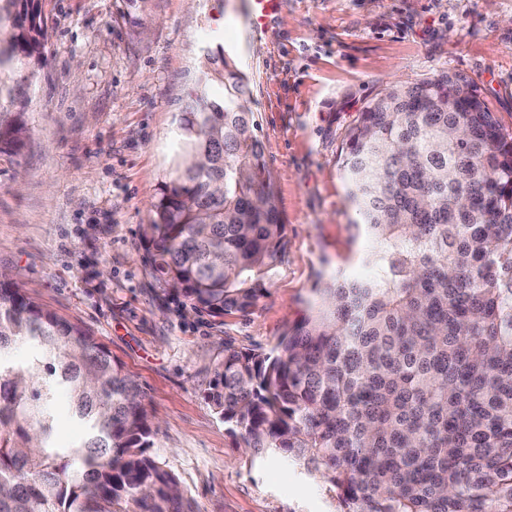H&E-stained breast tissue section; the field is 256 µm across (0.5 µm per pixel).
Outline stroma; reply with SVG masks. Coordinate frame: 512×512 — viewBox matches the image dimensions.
Here are the masks:
<instances>
[{
    "label": "stroma",
    "instance_id": "35a3bbf8",
    "mask_svg": "<svg viewBox=\"0 0 512 512\" xmlns=\"http://www.w3.org/2000/svg\"><path fill=\"white\" fill-rule=\"evenodd\" d=\"M48 62L7 71L28 129L0 153V272L80 325L140 385L149 455L198 512H340L318 475L246 453L206 395L225 344L270 349L319 280L362 274L367 240L338 158L363 106L393 81L441 72L478 88L512 135V0H45ZM223 45L250 107L286 226L283 262L245 314L190 311L146 262L141 227L172 166L204 48Z\"/></svg>",
    "mask_w": 512,
    "mask_h": 512
}]
</instances>
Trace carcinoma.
Returning a JSON list of instances; mask_svg holds the SVG:
<instances>
[{
	"mask_svg": "<svg viewBox=\"0 0 512 512\" xmlns=\"http://www.w3.org/2000/svg\"><path fill=\"white\" fill-rule=\"evenodd\" d=\"M43 0H0V72L48 61ZM460 75L391 83L339 167L372 247L270 350L224 345L208 400L252 455L318 473L341 512H512V136ZM249 79L203 50L175 168L142 226L150 263L197 313H246L285 225ZM0 98V151L26 138ZM18 341L31 357L6 356ZM68 393L85 437L52 441ZM136 381L81 326L0 281V512H196L147 454Z\"/></svg>",
	"mask_w": 512,
	"mask_h": 512,
	"instance_id": "cac0c4a2",
	"label": "carcinoma"
}]
</instances>
